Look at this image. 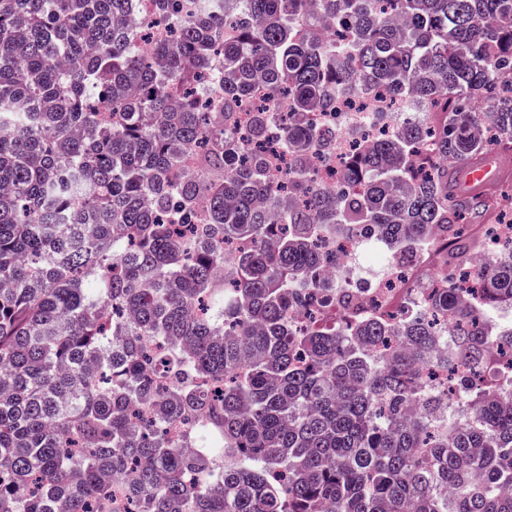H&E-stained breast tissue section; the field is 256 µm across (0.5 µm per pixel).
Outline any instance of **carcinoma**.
Listing matches in <instances>:
<instances>
[{
    "label": "carcinoma",
    "instance_id": "cac0c4a2",
    "mask_svg": "<svg viewBox=\"0 0 512 512\" xmlns=\"http://www.w3.org/2000/svg\"><path fill=\"white\" fill-rule=\"evenodd\" d=\"M137 2L0 0V512H512L497 346L455 289L431 301L456 321L436 356L425 312L303 333L289 316L324 287L321 231L417 254L446 224L450 257L472 248L453 225L494 202L455 171L485 154L487 118L512 146V0H240L219 58L221 18L184 0H154L175 28L142 56ZM375 91L406 122L317 185L336 139L310 114ZM431 120L445 162L422 167ZM230 238L250 246L226 262ZM480 281L481 310H512V254ZM463 362L435 433L420 365Z\"/></svg>",
    "mask_w": 512,
    "mask_h": 512
}]
</instances>
